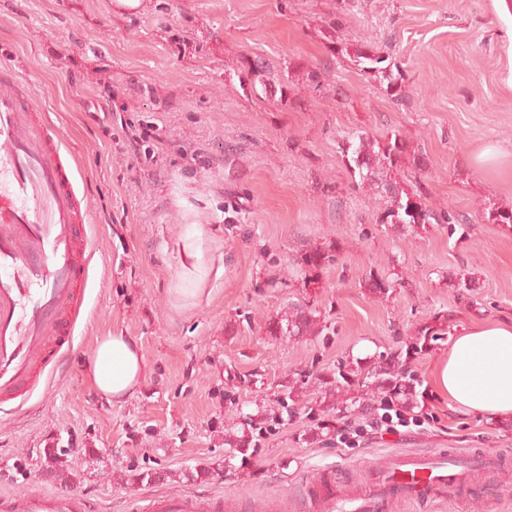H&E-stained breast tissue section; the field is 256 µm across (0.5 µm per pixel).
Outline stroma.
Here are the masks:
<instances>
[{
    "mask_svg": "<svg viewBox=\"0 0 512 512\" xmlns=\"http://www.w3.org/2000/svg\"><path fill=\"white\" fill-rule=\"evenodd\" d=\"M367 44L401 78L388 90L353 57ZM39 101L76 156L96 254L76 345L19 410L0 420V496L74 491L88 512H131L144 497L223 495L232 512H325L324 473L341 493L398 451L495 454L461 491L384 512H512V423L464 415L435 388L439 343L414 366L428 399L395 432L367 416L313 439L305 415L272 423L240 470L224 469V429L293 382L345 359L400 347L440 316L449 335L512 318V0H0V61ZM286 78L244 94L250 64ZM317 71L318 85L308 84ZM288 105H281L280 95ZM399 134L423 156L400 178L444 224L379 223L385 199L355 176L349 133ZM320 250L328 261L302 270ZM396 280L377 298L370 274ZM315 310L317 336H272L289 304ZM142 346L145 376L126 401L84 371L98 337ZM68 449L64 477L46 443ZM209 468L211 477L186 480ZM152 472L151 482L131 476Z\"/></svg>",
    "mask_w": 512,
    "mask_h": 512,
    "instance_id": "stroma-1",
    "label": "stroma"
}]
</instances>
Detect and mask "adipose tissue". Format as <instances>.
<instances>
[{
	"label": "adipose tissue",
	"instance_id": "ef3b65f1",
	"mask_svg": "<svg viewBox=\"0 0 512 512\" xmlns=\"http://www.w3.org/2000/svg\"><path fill=\"white\" fill-rule=\"evenodd\" d=\"M145 374L140 345L112 333L98 339L87 366L97 392L119 402L132 396ZM439 391L459 411L512 420V318L462 329L435 375Z\"/></svg>",
	"mask_w": 512,
	"mask_h": 512
}]
</instances>
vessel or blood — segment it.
Instances as JSON below:
<instances>
[{
	"label": "vessel or blood",
	"instance_id": "1",
	"mask_svg": "<svg viewBox=\"0 0 512 512\" xmlns=\"http://www.w3.org/2000/svg\"><path fill=\"white\" fill-rule=\"evenodd\" d=\"M77 167L39 102L22 101L0 77V406L25 398L48 362L73 351L91 282L94 248ZM454 455L404 454L371 474L372 493L344 500L332 479L314 498L341 512H378L386 501L421 500L465 480ZM12 512H85L76 493L36 490L9 500ZM140 512H224L223 498H148Z\"/></svg>",
	"mask_w": 512,
	"mask_h": 512
}]
</instances>
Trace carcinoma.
<instances>
[{"label": "carcinoma", "mask_w": 512, "mask_h": 512, "mask_svg": "<svg viewBox=\"0 0 512 512\" xmlns=\"http://www.w3.org/2000/svg\"><path fill=\"white\" fill-rule=\"evenodd\" d=\"M354 55L357 62L366 72L382 73L389 79L388 86H394L398 78L391 70L382 66L385 59L374 54L367 46H359ZM266 66L253 64L248 69L247 82L240 83L243 91L256 92V83L264 82ZM344 153L352 154L362 182L383 187L387 205L379 218L381 224H427L431 213L423 208L419 197L392 180H380V176L397 170L406 153L405 140L394 133L383 139L372 141L361 133H356L343 141ZM323 331L319 320L312 312H306L300 307L268 321L267 332L272 336H315ZM448 334V326L427 323L415 331L409 339L396 350L380 352L372 364L362 367L360 363L340 361L333 368L321 372L316 377L321 388V396L312 404H305L301 409L306 416L316 421V436L331 433L327 424L317 421V416H325L336 412L348 414L363 411L372 406V402L389 398L402 406L412 407L426 398V392L420 389V381L412 370V363L432 350L437 341ZM298 392L295 387L283 390V396L276 399L278 407L287 415L296 412ZM264 411L244 417L240 428L224 429V445L229 452L224 456V469L235 468V461H242L252 456L256 451L254 431L262 430L266 418ZM67 451L61 448L44 449L45 465L52 472L63 468L62 456Z\"/></svg>", "instance_id": "cac0c4a2"}]
</instances>
